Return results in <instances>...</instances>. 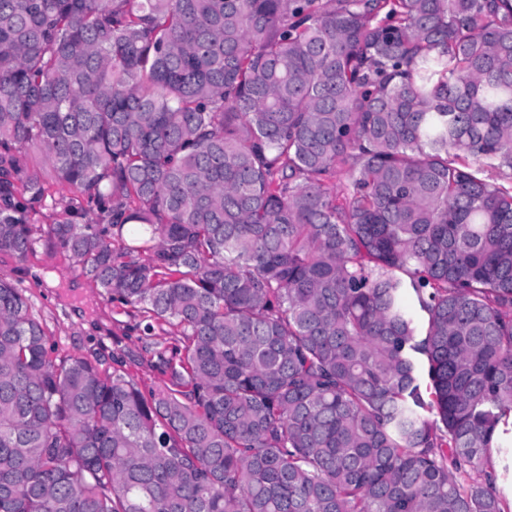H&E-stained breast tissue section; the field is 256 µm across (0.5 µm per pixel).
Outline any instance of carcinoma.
<instances>
[{
    "mask_svg": "<svg viewBox=\"0 0 512 512\" xmlns=\"http://www.w3.org/2000/svg\"><path fill=\"white\" fill-rule=\"evenodd\" d=\"M47 178L161 379L0 278V512H512V0H0V253ZM502 446L506 447L503 448L502 453H500V459H501V469L499 471V456L495 452V448L492 449V465L493 468L499 471V482H497V488L500 492V495L506 500V502H509L503 492V485L509 484L510 479L512 480V433L509 432L507 434L502 435ZM504 465H508L509 471L505 475L504 473ZM507 498L510 500L509 503L512 502V487H508V491L506 493Z\"/></svg>",
    "mask_w": 512,
    "mask_h": 512,
    "instance_id": "obj_1",
    "label": "carcinoma"
}]
</instances>
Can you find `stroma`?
<instances>
[{
	"instance_id": "obj_1",
	"label": "stroma",
	"mask_w": 512,
	"mask_h": 512,
	"mask_svg": "<svg viewBox=\"0 0 512 512\" xmlns=\"http://www.w3.org/2000/svg\"><path fill=\"white\" fill-rule=\"evenodd\" d=\"M69 201L74 204V222L85 223L90 214L84 201L71 200L60 184H47L45 207L29 215L36 238L33 253L23 260L0 253V277L25 289L55 362L86 356L96 361L100 371L125 370L141 390H149L158 374L140 355L142 343L133 329L134 318L109 301L69 253L47 243L49 225L57 223Z\"/></svg>"
}]
</instances>
